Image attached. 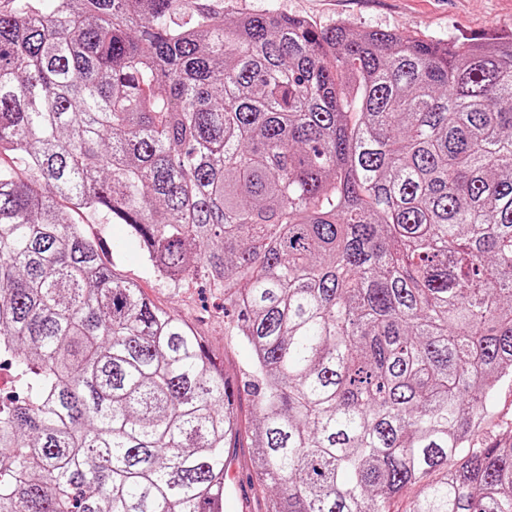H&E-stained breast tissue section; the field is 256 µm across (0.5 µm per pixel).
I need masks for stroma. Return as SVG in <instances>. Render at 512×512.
<instances>
[{"instance_id":"stroma-1","label":"stroma","mask_w":512,"mask_h":512,"mask_svg":"<svg viewBox=\"0 0 512 512\" xmlns=\"http://www.w3.org/2000/svg\"><path fill=\"white\" fill-rule=\"evenodd\" d=\"M226 18L253 13L288 15L327 29L339 23L354 31H393L410 38L467 43L512 33V0H223ZM85 229L113 266L140 285L143 294L170 316L186 321L201 336L210 354L224 367L241 410L242 428L255 422L253 397L241 379L251 351L224 326L221 300L208 290L173 295L146 265L125 225L85 217ZM253 449H235L229 458L224 512H265L266 499L252 481Z\"/></svg>"}]
</instances>
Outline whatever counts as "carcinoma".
Instances as JSON below:
<instances>
[{"mask_svg":"<svg viewBox=\"0 0 512 512\" xmlns=\"http://www.w3.org/2000/svg\"><path fill=\"white\" fill-rule=\"evenodd\" d=\"M233 309L265 512H512V36L200 0L0 2V512H223L200 336L90 239ZM495 403L498 408V416L493 419L487 429L488 441H495L499 438H507L512 436V429L501 426V420L508 417L512 419V387L511 385H504L500 388L495 397Z\"/></svg>","mask_w":512,"mask_h":512,"instance_id":"cac0c4a2","label":"carcinoma"}]
</instances>
